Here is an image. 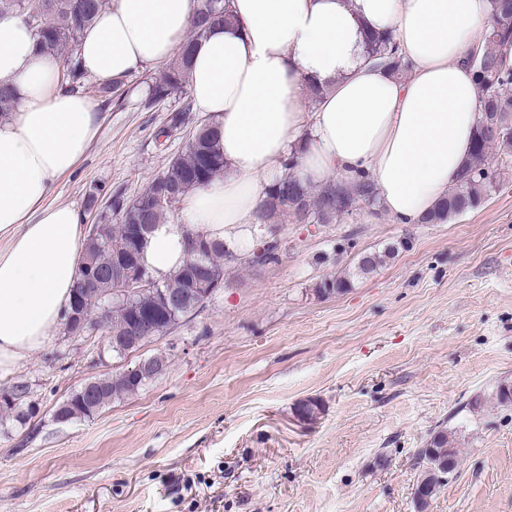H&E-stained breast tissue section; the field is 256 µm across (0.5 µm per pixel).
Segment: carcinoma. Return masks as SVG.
Returning <instances> with one entry per match:
<instances>
[{
  "mask_svg": "<svg viewBox=\"0 0 512 512\" xmlns=\"http://www.w3.org/2000/svg\"><path fill=\"white\" fill-rule=\"evenodd\" d=\"M493 24L484 36L482 52L472 56V68L476 77L478 96L482 103L481 117L477 125L471 159L462 179L448 190V196L429 216L425 224H441L479 208L486 197L497 187V174L486 165L490 151L504 157L512 156V67L498 55L504 44H512V0H490ZM105 0H0V14L20 13L34 24L43 50L63 62L59 71L60 86L71 92L88 94L94 91L104 102L122 101L125 79L117 78L109 84L89 87L86 72L78 56L81 37L90 26ZM232 21L226 0H204V10L197 16L187 41L177 56L163 66L156 76L150 77L145 107L151 108L171 100L181 102L178 113L172 118L170 128L161 132L170 138V130L194 125L189 141L180 152L174 154L167 166L138 196L129 199L116 191L109 194L104 203H98V195L90 194L89 204H100L96 217L107 225L104 236L86 239L79 256V277L74 288L70 315L67 316L63 335L73 333L72 315L81 316L86 323L96 324L105 318L108 328L118 332L139 311L151 310L159 303L157 291L145 290L133 295L111 292L112 285L97 283L85 273L86 262L109 270L115 262L129 259L137 271L158 282L160 288H176L182 295V306L177 312H167L163 319L141 329L137 343L112 348V356L122 358L160 339L177 326L173 318L184 320L194 312V304L200 300L196 282L209 280L210 287L224 289L225 267L235 259L233 251L224 243L214 241L200 232L189 231L187 237H199L202 244L201 265L196 268L183 263L178 271L181 278L156 276L143 263L144 240L134 230L136 224H159L171 219L182 197L191 188L215 179L224 173V156L217 150L216 127L209 119L193 121L192 105L188 99V74L191 57L190 45L203 38L208 30L219 23ZM368 57L376 64L389 69L398 78L409 69L400 56L391 34L371 33L367 36ZM298 166V154L288 157L284 163L286 174L268 185L258 219L266 226L277 224H335L342 217L354 214L355 206L363 202L379 215L378 193L374 182L367 176L347 185L333 178L320 185H308L290 174ZM407 246L401 240L381 250L365 253L354 268L340 275H330L318 282L314 291L321 297L339 295L351 287L355 276L372 274L399 249ZM100 384L98 398L87 411L80 406L78 392L69 395L76 419L91 418L112 402L138 394L149 381L138 384L121 379V373L97 379ZM34 415L30 400L22 399L15 406L0 410V430L9 427H25ZM420 472L415 483L414 500L419 512H425L437 491L448 483L459 466V451L448 430L431 433L425 446L418 449Z\"/></svg>",
  "mask_w": 512,
  "mask_h": 512,
  "instance_id": "carcinoma-1",
  "label": "carcinoma"
}]
</instances>
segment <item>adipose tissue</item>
Masks as SVG:
<instances>
[{"label":"adipose tissue","instance_id":"1","mask_svg":"<svg viewBox=\"0 0 512 512\" xmlns=\"http://www.w3.org/2000/svg\"><path fill=\"white\" fill-rule=\"evenodd\" d=\"M200 0H109L82 37L84 69L99 81L170 61ZM231 26L196 43V107L219 130L224 174L196 186L176 219L155 225L148 268L174 271L187 233L236 250L257 230L265 188L299 153L297 176L374 181L402 224L428 215L469 158L481 103L467 63L492 22L490 0H230ZM388 29L410 65L395 79L365 51ZM26 17L0 15V84L16 98L0 114V376L41 351L64 320L84 242L78 210L50 203L57 179L97 140L95 101L58 82ZM322 97L307 108L310 87Z\"/></svg>","mask_w":512,"mask_h":512}]
</instances>
